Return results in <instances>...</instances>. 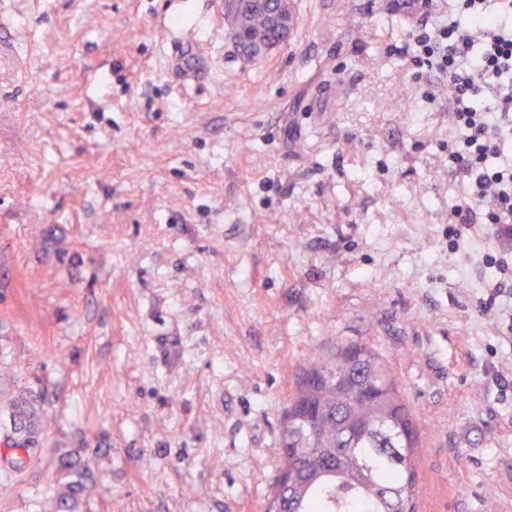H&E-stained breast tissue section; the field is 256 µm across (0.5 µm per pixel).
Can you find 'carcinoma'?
<instances>
[{
	"label": "carcinoma",
	"mask_w": 512,
	"mask_h": 512,
	"mask_svg": "<svg viewBox=\"0 0 512 512\" xmlns=\"http://www.w3.org/2000/svg\"><path fill=\"white\" fill-rule=\"evenodd\" d=\"M243 8L237 23L249 36L235 43L243 64L278 41L270 13ZM310 357L299 368L282 416L278 477L266 512H415L422 424L401 394L391 366L368 345ZM9 426L0 458L19 474L34 462L33 449L52 421L47 391L24 384L0 390ZM48 512H80L95 489L94 470L74 452L54 457Z\"/></svg>",
	"instance_id": "1"
}]
</instances>
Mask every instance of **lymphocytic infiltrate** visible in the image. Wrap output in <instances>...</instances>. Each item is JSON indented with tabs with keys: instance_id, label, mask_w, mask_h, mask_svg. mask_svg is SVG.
I'll list each match as a JSON object with an SVG mask.
<instances>
[{
	"instance_id": "lymphocytic-infiltrate-1",
	"label": "lymphocytic infiltrate",
	"mask_w": 512,
	"mask_h": 512,
	"mask_svg": "<svg viewBox=\"0 0 512 512\" xmlns=\"http://www.w3.org/2000/svg\"><path fill=\"white\" fill-rule=\"evenodd\" d=\"M458 17L428 26L420 22L413 44L400 46L414 65L445 76L454 90L451 119L463 132L448 161L462 178L464 195L448 221L494 227L512 246V164L500 163V123L512 115V8L492 0H459Z\"/></svg>"
}]
</instances>
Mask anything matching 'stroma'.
<instances>
[{
    "instance_id": "35a3bbf8",
    "label": "stroma",
    "mask_w": 512,
    "mask_h": 512,
    "mask_svg": "<svg viewBox=\"0 0 512 512\" xmlns=\"http://www.w3.org/2000/svg\"><path fill=\"white\" fill-rule=\"evenodd\" d=\"M176 8L0 0V380L57 420L0 512H44L58 448L81 512H264L296 371L348 344L425 423L416 512H512V249L449 248L419 0H293L248 68L223 0ZM52 494L48 512H80L86 496L95 489L94 470L75 452L60 451L54 457Z\"/></svg>"
}]
</instances>
